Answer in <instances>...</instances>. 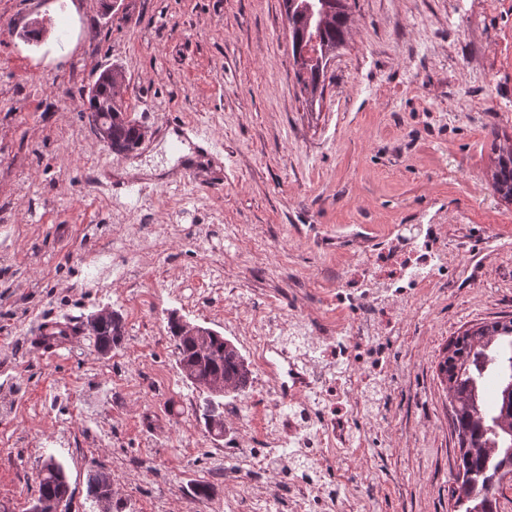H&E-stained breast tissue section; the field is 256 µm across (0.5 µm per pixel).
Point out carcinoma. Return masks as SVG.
I'll use <instances>...</instances> for the list:
<instances>
[{
  "label": "carcinoma",
  "mask_w": 512,
  "mask_h": 512,
  "mask_svg": "<svg viewBox=\"0 0 512 512\" xmlns=\"http://www.w3.org/2000/svg\"><path fill=\"white\" fill-rule=\"evenodd\" d=\"M288 18L291 53L297 82L315 92L325 77L323 54L345 41L349 0H283ZM121 78L117 70L101 75L88 94V122L92 132L109 149L130 153L138 149L142 132L125 118L113 96ZM492 190L512 199V147L500 150L491 173ZM168 329L177 362L200 378L224 379V395H240L251 385L250 364L228 339L204 328L205 337L192 340L182 332L181 321L171 318ZM125 326L117 312L98 322L90 318L53 321L44 325L39 340L48 348L73 336L94 339L97 350L117 347ZM448 383L453 424L458 436L459 482L453 495L464 512H497L500 483L512 475V320L484 324L466 331L448 344L440 364ZM38 498L69 494L65 469L48 457L38 472ZM112 483L102 466L89 470V494L99 498Z\"/></svg>",
  "instance_id": "1"
}]
</instances>
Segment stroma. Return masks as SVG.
<instances>
[{
    "mask_svg": "<svg viewBox=\"0 0 512 512\" xmlns=\"http://www.w3.org/2000/svg\"><path fill=\"white\" fill-rule=\"evenodd\" d=\"M0 0V241L12 246L0 298V512H27L48 456L65 468L70 512H98L87 472L112 475L119 512H225L224 471L261 445L270 377L225 398L227 434L197 418L167 332L177 315L250 355L240 312L316 308L352 255L396 224H440L447 281L405 305L388 339L383 401L361 416L362 446L328 479L358 512H460L457 435L438 364L466 330L512 318V202L488 186L512 145V0H355L343 44L307 94L294 71L282 0ZM145 132L136 157L172 171L98 185L128 157L92 132L83 100L107 69ZM177 141L163 144L170 121ZM200 162L178 159L193 132ZM128 246L123 271L89 249ZM112 308L117 350L78 337L50 349L49 320ZM150 456L152 469L138 468ZM215 493L194 500L190 485Z\"/></svg>",
    "mask_w": 512,
    "mask_h": 512,
    "instance_id": "35a3bbf8",
    "label": "stroma"
}]
</instances>
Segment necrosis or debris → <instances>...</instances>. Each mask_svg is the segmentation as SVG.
Here are the masks:
<instances>
[{
    "label": "necrosis or debris",
    "mask_w": 512,
    "mask_h": 512,
    "mask_svg": "<svg viewBox=\"0 0 512 512\" xmlns=\"http://www.w3.org/2000/svg\"><path fill=\"white\" fill-rule=\"evenodd\" d=\"M444 242L433 224L402 225L399 237L348 264L336 287V306L345 319L327 323L312 339V357L297 362L277 336L285 327L275 313L256 310L244 319L256 366L273 381L259 418L263 448L240 455L225 470L226 512H255L265 478L284 463L289 450L312 453L321 467L356 439L355 418L363 402L348 397L389 371L382 343L397 324L403 302L414 299L444 271ZM290 512H338L335 489L292 476Z\"/></svg>",
    "instance_id": "4bbe7bcc"
}]
</instances>
